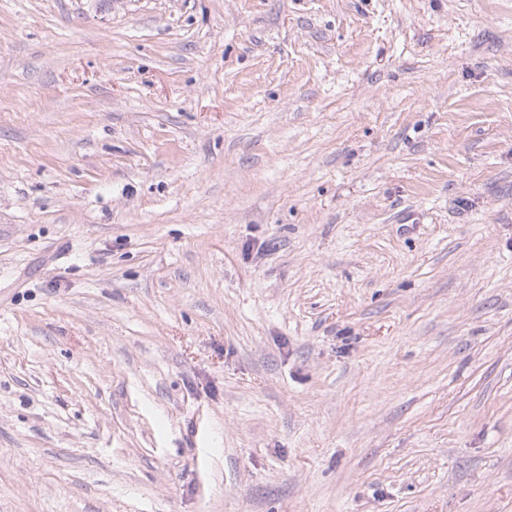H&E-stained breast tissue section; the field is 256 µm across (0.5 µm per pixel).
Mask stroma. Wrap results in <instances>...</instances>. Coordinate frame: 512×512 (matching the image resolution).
<instances>
[{"label": "stroma", "mask_w": 512, "mask_h": 512, "mask_svg": "<svg viewBox=\"0 0 512 512\" xmlns=\"http://www.w3.org/2000/svg\"><path fill=\"white\" fill-rule=\"evenodd\" d=\"M0 512H512V0H0Z\"/></svg>", "instance_id": "stroma-1"}]
</instances>
